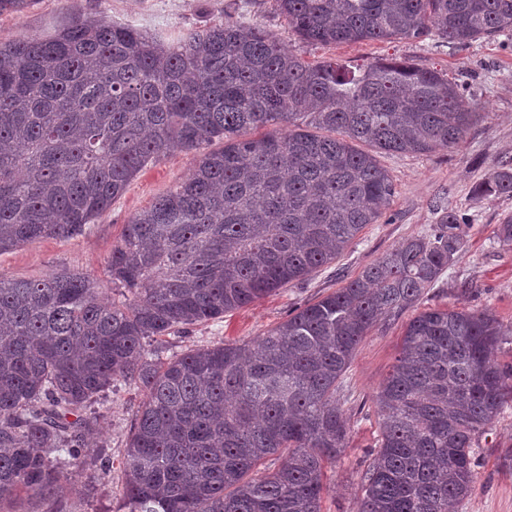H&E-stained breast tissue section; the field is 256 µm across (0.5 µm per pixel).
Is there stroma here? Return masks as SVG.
<instances>
[{
    "label": "stroma",
    "mask_w": 512,
    "mask_h": 512,
    "mask_svg": "<svg viewBox=\"0 0 512 512\" xmlns=\"http://www.w3.org/2000/svg\"><path fill=\"white\" fill-rule=\"evenodd\" d=\"M80 13H97L170 39L193 27L222 24L228 17L255 23L312 63L332 60L355 70L377 60H397L447 73L465 85L469 100L484 113L459 147L442 148L427 156L379 155L393 181L394 196L378 223L367 225L335 262L305 280L228 313L222 321L197 324L171 337V351L256 340L289 311L342 287L404 239L426 234L436 223L439 208L447 207L463 214L460 231L466 245L422 304L489 310L504 339L495 356L500 362L512 363V242L499 235L502 218L512 214V196L481 192L499 162L512 159V31L466 46L435 38L321 46L298 41L278 14L275 0H36L24 14L0 13V38L47 36ZM193 164L192 153L168 151L138 174L90 232L42 239L0 253V273L39 279L69 270L107 287V260L125 224L186 179ZM405 323L402 317L387 322L367 336L356 352L345 377L343 402L352 415V433L347 447L327 470L321 512H357L360 477L375 456L379 435L372 396L391 369ZM142 399L136 387L117 381L99 409L100 419L87 444L110 459L109 471H77L63 480L52 498L22 494L0 507L5 512H112L122 492L130 424ZM475 449V489L454 504L451 512H512V406L477 438Z\"/></svg>",
    "instance_id": "stroma-1"
}]
</instances>
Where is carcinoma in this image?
<instances>
[{"label": "carcinoma", "mask_w": 512, "mask_h": 512, "mask_svg": "<svg viewBox=\"0 0 512 512\" xmlns=\"http://www.w3.org/2000/svg\"><path fill=\"white\" fill-rule=\"evenodd\" d=\"M275 2L309 43L466 45L512 30V0ZM481 118L442 72L309 63L238 20L170 43L79 14L47 37L0 39V252L83 235L169 147L199 154L112 247L118 296L69 271L0 273V502L50 498L98 461L83 435L121 379L145 399L114 512H321L325 464L351 433L340 394L356 351L463 250L462 215L443 212L252 344L167 357L165 339L336 261L390 206L377 153L455 147ZM482 193L512 194V163ZM501 344L487 311L428 307L408 320L373 398L378 449L359 512H448L471 494L475 438L512 403V365L491 357ZM278 453L281 466L261 469Z\"/></svg>", "instance_id": "cac0c4a2"}]
</instances>
